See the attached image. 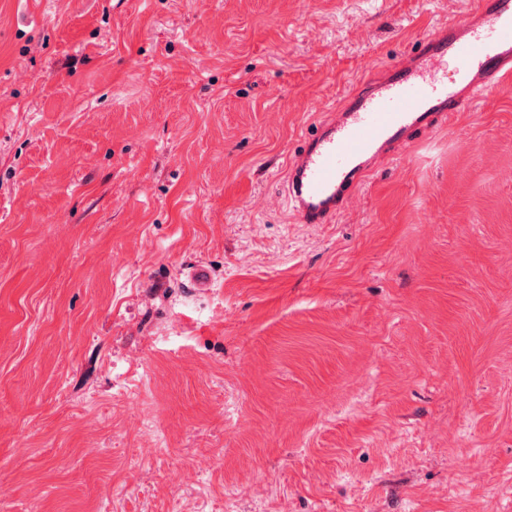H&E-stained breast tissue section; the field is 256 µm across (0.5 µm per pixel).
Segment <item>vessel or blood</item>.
<instances>
[{
	"label": "vessel or blood",
	"mask_w": 512,
	"mask_h": 512,
	"mask_svg": "<svg viewBox=\"0 0 512 512\" xmlns=\"http://www.w3.org/2000/svg\"><path fill=\"white\" fill-rule=\"evenodd\" d=\"M511 85L512 0H474L465 17L375 67L289 155L284 190L295 223H335L381 165Z\"/></svg>",
	"instance_id": "vessel-or-blood-1"
}]
</instances>
